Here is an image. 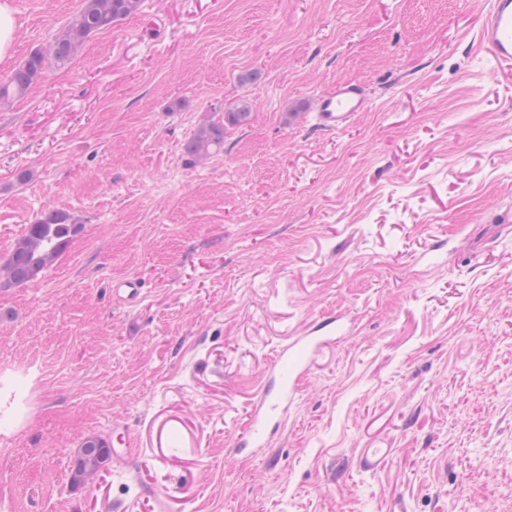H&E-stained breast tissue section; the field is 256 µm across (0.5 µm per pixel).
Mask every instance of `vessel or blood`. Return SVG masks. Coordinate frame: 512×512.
Returning <instances> with one entry per match:
<instances>
[{
	"label": "vessel or blood",
	"instance_id": "1",
	"mask_svg": "<svg viewBox=\"0 0 512 512\" xmlns=\"http://www.w3.org/2000/svg\"><path fill=\"white\" fill-rule=\"evenodd\" d=\"M478 42L499 67L512 71V0H490L478 29ZM371 107L364 88L339 83L317 97L311 123L317 131L333 133ZM142 288L136 278L117 280L112 284V295L119 303L133 306L139 302ZM341 328L340 317L330 315L281 347L270 370L271 386L264 389L246 433L236 442L239 453L249 455L264 447L267 432L281 426L297 383L307 375L318 354L335 341Z\"/></svg>",
	"mask_w": 512,
	"mask_h": 512
}]
</instances>
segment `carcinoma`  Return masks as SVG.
<instances>
[{
  "label": "carcinoma",
  "instance_id": "1",
  "mask_svg": "<svg viewBox=\"0 0 512 512\" xmlns=\"http://www.w3.org/2000/svg\"><path fill=\"white\" fill-rule=\"evenodd\" d=\"M141 6L142 0H83L77 16L55 34L46 49L32 52L8 77L0 79V109L24 96L49 68L69 65L90 35L112 28L117 21L138 13ZM251 117V104L243 101L217 119H204L185 142L184 153L195 163L211 158L224 149L227 130L247 124ZM78 230L79 225L62 211L44 214L29 225L5 265H0V279L12 285L36 281ZM109 455L103 439H86L75 459L72 483L83 484L101 471Z\"/></svg>",
  "mask_w": 512,
  "mask_h": 512
}]
</instances>
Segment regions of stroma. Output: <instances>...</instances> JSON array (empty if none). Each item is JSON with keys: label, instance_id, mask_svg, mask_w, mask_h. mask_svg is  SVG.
<instances>
[{"label": "stroma", "instance_id": "1", "mask_svg": "<svg viewBox=\"0 0 512 512\" xmlns=\"http://www.w3.org/2000/svg\"><path fill=\"white\" fill-rule=\"evenodd\" d=\"M7 3L0 79L82 0ZM487 6L143 0L0 111V262L45 213L80 226L0 288V363L32 388L23 424L0 410V512H512V78L478 43ZM341 82L371 109L314 131ZM330 313L347 334L238 455L280 347ZM116 421L131 461L73 486ZM16 20L13 12L0 4V60L12 51L16 39ZM250 102L242 101L217 119L207 117L184 144V153L194 163L208 160L224 149V137L230 128L246 125L252 117ZM143 284L137 278H126L112 283V296L121 304L134 306L141 299ZM110 451L106 442L99 437H90L84 441L78 451L71 472V481L75 485L85 483L105 467Z\"/></svg>", "mask_w": 512, "mask_h": 512}]
</instances>
